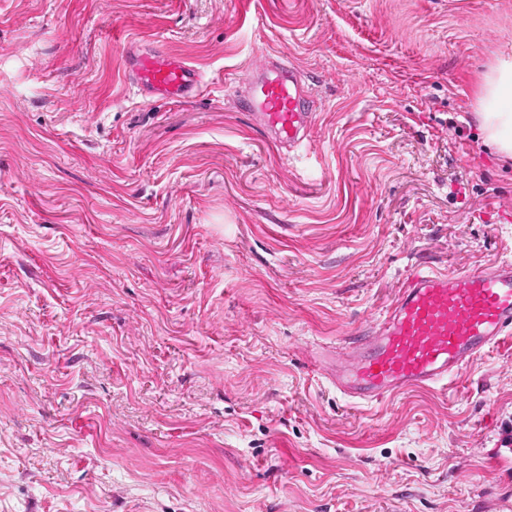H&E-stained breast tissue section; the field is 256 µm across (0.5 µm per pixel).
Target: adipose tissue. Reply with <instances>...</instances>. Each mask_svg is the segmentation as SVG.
Returning <instances> with one entry per match:
<instances>
[{"mask_svg": "<svg viewBox=\"0 0 512 512\" xmlns=\"http://www.w3.org/2000/svg\"><path fill=\"white\" fill-rule=\"evenodd\" d=\"M476 117L485 142L512 160V60H501L482 75Z\"/></svg>", "mask_w": 512, "mask_h": 512, "instance_id": "ef3b65f1", "label": "adipose tissue"}]
</instances>
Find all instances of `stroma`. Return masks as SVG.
Wrapping results in <instances>:
<instances>
[{"mask_svg": "<svg viewBox=\"0 0 512 512\" xmlns=\"http://www.w3.org/2000/svg\"><path fill=\"white\" fill-rule=\"evenodd\" d=\"M133 40L203 92L138 95ZM262 49L316 100L286 156L230 91ZM502 57L512 0H0V512H500L512 340L375 406L326 354L512 260ZM477 110L484 141L512 160V60H500L483 73Z\"/></svg>", "mask_w": 512, "mask_h": 512, "instance_id": "35a3bbf8", "label": "stroma"}]
</instances>
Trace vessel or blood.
Instances as JSON below:
<instances>
[{
  "instance_id": "obj_1",
  "label": "vessel or blood",
  "mask_w": 512,
  "mask_h": 512,
  "mask_svg": "<svg viewBox=\"0 0 512 512\" xmlns=\"http://www.w3.org/2000/svg\"><path fill=\"white\" fill-rule=\"evenodd\" d=\"M126 77L147 98L181 102L204 84L201 70L158 43L126 48ZM232 92L276 149L290 153L310 137L313 104L300 73L263 55ZM512 337V263L452 275L416 270L384 317L352 337V357L336 382L353 403L410 388L447 386L486 350Z\"/></svg>"
}]
</instances>
